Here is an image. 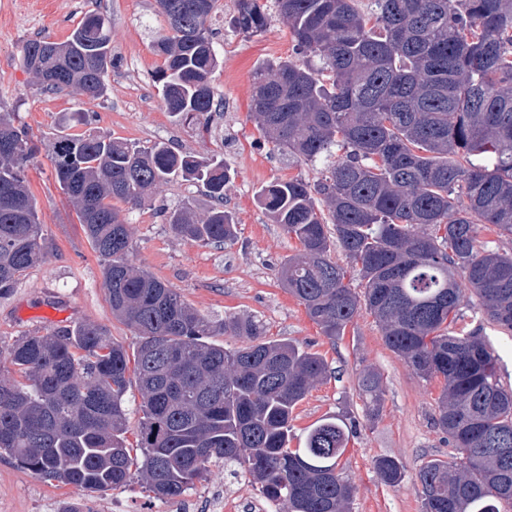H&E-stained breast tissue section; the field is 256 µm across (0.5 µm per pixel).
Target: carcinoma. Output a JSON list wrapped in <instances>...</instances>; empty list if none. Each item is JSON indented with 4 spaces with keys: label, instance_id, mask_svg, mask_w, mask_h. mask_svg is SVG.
Instances as JSON below:
<instances>
[{
    "label": "carcinoma",
    "instance_id": "carcinoma-1",
    "mask_svg": "<svg viewBox=\"0 0 512 512\" xmlns=\"http://www.w3.org/2000/svg\"><path fill=\"white\" fill-rule=\"evenodd\" d=\"M218 0H154L169 33L159 93L174 117L208 128L219 60L209 20ZM236 0L233 25L261 34L270 7L288 24L296 54L254 75L250 117L267 143L304 162L328 161L316 183L277 181L261 206L298 252L277 275L328 339L366 313L412 374L440 387L436 427L454 449L418 471L424 512H501L512 507V392L483 325L454 328L462 306L512 332V250L478 240L483 226L512 236V0ZM22 66L47 91L93 103L113 67L112 27L90 13L71 36L22 47ZM87 111L61 116L52 143L57 182L104 261L112 316L133 329V354L102 324L77 322L22 336L0 350V455L47 481L105 492L136 479L157 499L192 489L213 463L244 470L287 512H349L355 487L339 458L354 422L328 416L304 447L288 448L293 410L327 372L292 342L265 341L246 317L214 322L133 261V228L112 204L144 203L170 181L202 185L210 207L160 209L162 223L205 245L233 240L224 209L231 181L222 160L149 150L118 138L66 133ZM0 295L47 257L26 175L32 136L0 112ZM323 206H318L316 197ZM341 250L350 268L332 252ZM364 282L357 292L348 270ZM248 343L228 349L215 336ZM140 395L137 449L126 445L127 392ZM364 418L374 423L385 390L360 372ZM396 486L404 466L374 460Z\"/></svg>",
    "mask_w": 512,
    "mask_h": 512
}]
</instances>
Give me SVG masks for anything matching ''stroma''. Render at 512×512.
Wrapping results in <instances>:
<instances>
[{"label":"stroma","instance_id":"stroma-1","mask_svg":"<svg viewBox=\"0 0 512 512\" xmlns=\"http://www.w3.org/2000/svg\"><path fill=\"white\" fill-rule=\"evenodd\" d=\"M89 11L110 20L117 66L107 78L106 96L85 105L71 93L40 91L21 66L20 54L32 38L46 35L65 41ZM234 14L235 0H218L211 18L219 59L212 84L222 106L206 134L195 123L173 118L158 92L155 76L164 58L154 43L166 32L167 23L155 15L153 0H0V111L17 113L39 147L27 174L47 251L43 263L0 297V348L18 337L78 321L107 325L126 349L137 342L132 330L113 319L102 264L55 180L51 143L59 131L60 113L88 109V123L72 129L76 135H109L142 149L162 141L178 153L224 159L233 175L224 206L237 219L235 240L204 245L177 237L163 224L159 206L189 203L201 212L210 205L201 188L176 180L126 213L137 243L136 264L177 288L210 320L251 317L264 326L268 339H285L320 354L328 367L327 378L296 406L289 448L302 447L308 428L322 417L358 419L361 425L340 459L344 475L356 487L350 512H421L420 467L431 459H450L454 453L433 422L439 388L412 374L386 346L369 315L358 317L342 339L332 341L279 285L277 270L295 254L297 243L272 221L256 193L277 180L317 181L324 166L274 150L249 116L256 69L294 56L286 22L271 13L265 31L248 37L233 27ZM366 368L380 374L385 389L382 411L371 425L362 421L364 405L356 381ZM383 455L404 466L398 486H386L376 476L373 462ZM207 490L223 493L233 512H276L244 473L213 467L191 494L196 497ZM117 499L126 512L145 507L166 512V501L152 498L136 481L91 494L44 480L18 469L9 458H0V512H61L68 501L83 503L87 512H113Z\"/></svg>","mask_w":512,"mask_h":512}]
</instances>
